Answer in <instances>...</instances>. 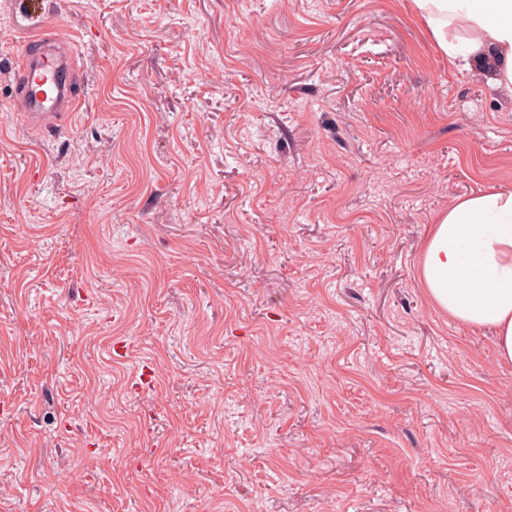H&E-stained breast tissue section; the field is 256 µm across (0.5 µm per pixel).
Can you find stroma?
<instances>
[{"instance_id": "1", "label": "stroma", "mask_w": 512, "mask_h": 512, "mask_svg": "<svg viewBox=\"0 0 512 512\" xmlns=\"http://www.w3.org/2000/svg\"><path fill=\"white\" fill-rule=\"evenodd\" d=\"M491 188L512 91L411 0H0V512H512V366L420 276ZM47 75L55 79L49 96L36 86ZM13 100L28 123L41 130L64 125L80 101L81 79L72 49L50 34L29 40L14 67Z\"/></svg>"}]
</instances>
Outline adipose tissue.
Listing matches in <instances>:
<instances>
[{
  "instance_id": "adipose-tissue-1",
  "label": "adipose tissue",
  "mask_w": 512,
  "mask_h": 512,
  "mask_svg": "<svg viewBox=\"0 0 512 512\" xmlns=\"http://www.w3.org/2000/svg\"><path fill=\"white\" fill-rule=\"evenodd\" d=\"M450 64L483 68L512 90V0H412ZM421 280L433 304L470 327L494 332L500 363L512 365V191L457 199L426 242Z\"/></svg>"
}]
</instances>
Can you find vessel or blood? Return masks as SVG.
<instances>
[{"instance_id":"vessel-or-blood-1","label":"vessel or blood","mask_w":512,"mask_h":512,"mask_svg":"<svg viewBox=\"0 0 512 512\" xmlns=\"http://www.w3.org/2000/svg\"><path fill=\"white\" fill-rule=\"evenodd\" d=\"M14 103L30 125H64L80 101L81 79L72 49L49 34L29 40L14 67Z\"/></svg>"}]
</instances>
